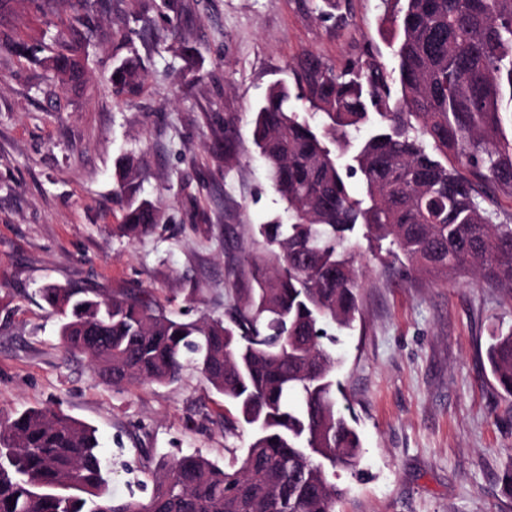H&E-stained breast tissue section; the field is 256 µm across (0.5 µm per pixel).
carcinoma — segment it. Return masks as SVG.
<instances>
[{
	"label": "carcinoma",
	"instance_id": "obj_1",
	"mask_svg": "<svg viewBox=\"0 0 512 512\" xmlns=\"http://www.w3.org/2000/svg\"><path fill=\"white\" fill-rule=\"evenodd\" d=\"M386 17L398 40L399 87L374 62L341 73L309 59L295 89L276 82L253 120V143L285 202L288 223L262 225L265 245L245 258L249 285L224 318L182 321L148 291L103 295L49 284L64 348L82 354L115 386L172 383L193 360L235 414L224 435L250 430L245 453L221 466L200 453L162 461L147 499H117L96 431L52 408L0 415V512H336L346 491L337 472H357L361 440L340 403L336 333L359 312L358 224L389 256L437 279L469 273L512 289V0H394ZM0 50L38 49L0 35ZM60 82L85 81L72 48L45 58ZM132 54L113 68L118 95L144 75ZM320 114L313 128L289 102ZM380 126L357 137L371 116ZM453 160L455 164L448 165ZM139 166L122 158L118 231L151 233L162 209L139 197ZM364 197L351 194V180ZM94 328L102 345L81 337ZM488 360L512 398V330L491 338Z\"/></svg>",
	"mask_w": 512,
	"mask_h": 512
}]
</instances>
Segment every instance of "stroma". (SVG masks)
<instances>
[{
	"instance_id": "1",
	"label": "stroma",
	"mask_w": 512,
	"mask_h": 512,
	"mask_svg": "<svg viewBox=\"0 0 512 512\" xmlns=\"http://www.w3.org/2000/svg\"><path fill=\"white\" fill-rule=\"evenodd\" d=\"M161 0L91 7L80 88L0 52V413L55 407L96 430L116 497H147L148 466L197 451L222 464L249 436L224 435L225 406L202 374L171 384L104 383L66 353L40 298L50 283L152 291L183 321L233 306L231 274L258 247L260 225L285 218L252 143L254 112L274 82H293L309 56L343 71L374 61L397 81L384 0ZM15 37L57 48L72 15L13 0ZM188 43L186 58L180 43ZM138 54L133 96L112 69ZM237 146L214 159L215 134ZM142 160L141 195L165 221L130 239L113 181L118 157ZM360 316L336 346L337 374L357 419L364 479L342 475L337 512H512V401L486 349L512 329V291L469 276L444 281L370 252L357 256Z\"/></svg>"
}]
</instances>
